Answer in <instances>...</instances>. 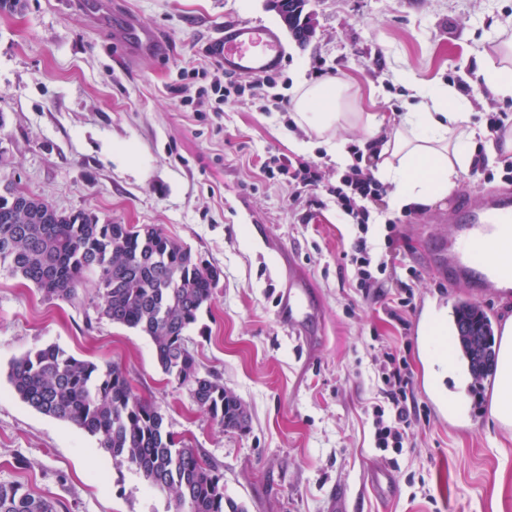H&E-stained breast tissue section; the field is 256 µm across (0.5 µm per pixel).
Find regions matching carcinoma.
<instances>
[{
	"label": "carcinoma",
	"mask_w": 512,
	"mask_h": 512,
	"mask_svg": "<svg viewBox=\"0 0 512 512\" xmlns=\"http://www.w3.org/2000/svg\"><path fill=\"white\" fill-rule=\"evenodd\" d=\"M2 267L48 300H70L91 281L101 314L150 337L162 372L186 387L217 425L239 432L248 427L246 406L216 375L199 372L186 345V333L212 302L219 274L176 238L151 225L101 224L85 212H60L20 190L0 195ZM454 318L474 380L492 375L491 320L467 302L455 308ZM7 378L24 403L84 429L112 459L169 493L173 512H246L224 497L220 468L168 429L120 365L102 367L47 346L13 359ZM0 512H55V506L18 484L0 483Z\"/></svg>",
	"instance_id": "cac0c4a2"
}]
</instances>
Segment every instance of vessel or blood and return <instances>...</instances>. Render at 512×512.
Masks as SVG:
<instances>
[{
	"label": "vessel or blood",
	"instance_id": "1",
	"mask_svg": "<svg viewBox=\"0 0 512 512\" xmlns=\"http://www.w3.org/2000/svg\"><path fill=\"white\" fill-rule=\"evenodd\" d=\"M209 55L229 73L259 76L277 69L286 57V46L270 26L247 21L228 22L218 38L208 46ZM462 213L474 227L459 244L448 249L449 280L466 279L471 287L491 288L512 281V264L490 260L500 228L512 226V202L486 197L465 202ZM317 297L309 285H296L280 300L283 324L295 326L316 308Z\"/></svg>",
	"mask_w": 512,
	"mask_h": 512
}]
</instances>
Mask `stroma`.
Wrapping results in <instances>:
<instances>
[{
  "label": "stroma",
  "mask_w": 512,
  "mask_h": 512,
  "mask_svg": "<svg viewBox=\"0 0 512 512\" xmlns=\"http://www.w3.org/2000/svg\"><path fill=\"white\" fill-rule=\"evenodd\" d=\"M315 34L306 46L285 37L287 56L248 100L213 111V97L181 107V70L213 66L208 43L225 23L249 21L284 31L269 0H26L0 11V188L42 197L61 212L83 211L116 224L152 225L220 271L208 313L187 336L200 373L218 375L246 406L243 432L222 430L168 381L148 336L102 316L92 284L69 301H48L0 269V482L53 500L58 512H169L167 493L133 469L113 464L78 426L18 399L8 366L55 345L80 359L124 368L137 394L160 409L177 437L219 464L226 498L247 512H512V426L495 416L496 389L482 387L473 418L447 415L437 389L465 382L429 372L424 336L447 324L457 301L480 305L496 326L512 319V290L449 284L439 244L466 235L455 215L462 193L512 194L497 159L488 179L462 176L448 199L414 211L378 205L396 220L403 265L423 276L401 329L367 300L349 304L339 255L355 235L335 203L291 206L281 180L261 166L276 156L317 165L323 184L341 175L326 148L307 145L291 113L301 79L340 78L358 90L363 111L401 113L424 83L473 88L472 126L489 112L512 125V97H490L476 72L500 60L512 39V0H308ZM151 30L161 50H130L117 19ZM314 288L321 307L284 329L277 295L289 282ZM397 345L413 370L416 399L428 411L392 474L396 498L380 502L365 486L385 467L364 407L376 381L380 343ZM346 489L338 506L337 489Z\"/></svg>",
  "instance_id": "stroma-1"
}]
</instances>
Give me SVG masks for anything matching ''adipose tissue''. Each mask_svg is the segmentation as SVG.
<instances>
[{"mask_svg":"<svg viewBox=\"0 0 512 512\" xmlns=\"http://www.w3.org/2000/svg\"><path fill=\"white\" fill-rule=\"evenodd\" d=\"M416 91L417 103L394 118L359 110L357 93L344 80L305 81L294 93L291 110L298 125L315 134L345 167L353 159L340 131L367 135L377 145L372 173L392 185L393 207L420 209L446 198L468 173L476 131L469 125L472 104L455 87L420 83Z\"/></svg>","mask_w":512,"mask_h":512,"instance_id":"ef3b65f1","label":"adipose tissue"}]
</instances>
